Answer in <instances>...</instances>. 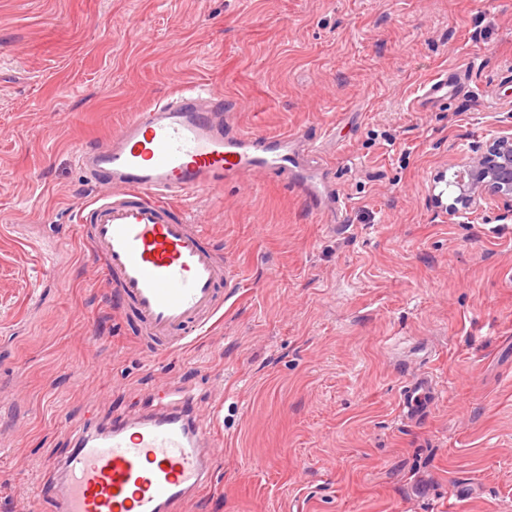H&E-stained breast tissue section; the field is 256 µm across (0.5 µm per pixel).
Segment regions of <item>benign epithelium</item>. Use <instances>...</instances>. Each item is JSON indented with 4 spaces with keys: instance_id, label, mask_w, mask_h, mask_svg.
Here are the masks:
<instances>
[{
    "instance_id": "obj_1",
    "label": "benign epithelium",
    "mask_w": 512,
    "mask_h": 512,
    "mask_svg": "<svg viewBox=\"0 0 512 512\" xmlns=\"http://www.w3.org/2000/svg\"><path fill=\"white\" fill-rule=\"evenodd\" d=\"M454 202L442 203L444 192L434 196L435 203L445 214H456L462 205L479 214L496 205L512 212V134L494 137L487 152L459 165L454 173Z\"/></svg>"
}]
</instances>
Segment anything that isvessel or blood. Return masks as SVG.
<instances>
[{
	"label": "vessel or blood",
	"instance_id": "vessel-or-blood-1",
	"mask_svg": "<svg viewBox=\"0 0 512 512\" xmlns=\"http://www.w3.org/2000/svg\"><path fill=\"white\" fill-rule=\"evenodd\" d=\"M458 79L455 71L440 74L424 87L422 103L444 100ZM302 139L235 130L225 120L223 93L193 86L133 111L105 147L77 149L82 172L113 186L81 208V237L134 314L143 342L170 352L206 335L224 308L221 288L239 280L177 200L242 174L287 175L299 165ZM438 397L431 376L408 380L403 416L423 419ZM221 453L210 430L181 410L118 421L95 435L79 433L44 495L54 512H175L208 483Z\"/></svg>",
	"mask_w": 512,
	"mask_h": 512
}]
</instances>
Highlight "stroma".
<instances>
[{
  "mask_svg": "<svg viewBox=\"0 0 512 512\" xmlns=\"http://www.w3.org/2000/svg\"><path fill=\"white\" fill-rule=\"evenodd\" d=\"M195 84L303 132L340 200L275 176L187 200L242 279L160 359L79 236L106 189L75 151ZM505 131L512 0H0V512H32L77 426L186 394L223 455L181 512H512V216L431 206ZM421 372L441 397L409 422ZM460 74L456 71L444 72L430 83H428L424 89L420 99V104L423 105L428 103H435L444 100L448 97V88L458 84Z\"/></svg>",
  "mask_w": 512,
  "mask_h": 512,
  "instance_id": "obj_1",
  "label": "stroma"
}]
</instances>
